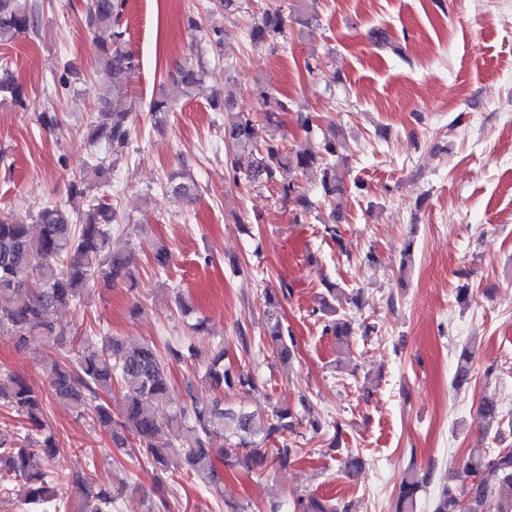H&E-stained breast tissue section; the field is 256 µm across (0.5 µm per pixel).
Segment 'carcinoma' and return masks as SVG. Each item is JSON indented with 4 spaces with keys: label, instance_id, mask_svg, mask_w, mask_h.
<instances>
[{
    "label": "carcinoma",
    "instance_id": "1",
    "mask_svg": "<svg viewBox=\"0 0 512 512\" xmlns=\"http://www.w3.org/2000/svg\"><path fill=\"white\" fill-rule=\"evenodd\" d=\"M125 0H90L87 5L90 26L109 32V40L100 48L99 66L105 71H129L138 68V60L127 48L120 17ZM39 7L33 0H0V44L6 45L35 28ZM280 10H268L250 30L258 44L275 40L283 31ZM208 62L197 58L177 71L175 83L182 96L191 98L201 91L208 77ZM0 100L23 105L24 90L8 65H0ZM234 93L225 86L224 98L213 97L212 105L224 116V145L232 149V168H245L254 182L274 184L282 196L294 204V221L307 214L313 202L297 190L293 173L322 166L320 195L331 200L346 190L336 162L339 142L324 138L321 149L292 154L279 143L258 147L254 142L252 120L233 112ZM136 109L133 100L117 92L99 111L92 125L91 138L105 143L119 156L126 147L130 127L127 119ZM112 162L94 154L85 162L78 180L71 184L72 209L58 205L39 208L34 224H19L0 215V336L18 348L26 346L34 335H63V329L50 320V313L62 307L81 304L96 284L110 286L133 281V255L114 246L112 204L90 191L110 185ZM326 293L319 296L313 314L324 317L323 331L344 343L352 335V320L345 310L333 306L341 287L324 281ZM259 340L272 348L279 360L289 363L294 357V338L279 315L277 293L268 295L264 311L263 336ZM201 352L187 339L168 341L160 346L144 341L126 346L118 336L86 335L77 338V349L65 361L48 372L50 395L68 404L77 416L91 413L96 425L106 431L117 448H128L166 474L169 462L158 440L168 429L186 445L182 476L201 481L219 498L224 488L215 469V460H224L229 468L241 467L263 474L267 468L288 466L299 452V428L318 434L321 421L305 416L308 406L299 412L278 404L266 412H257L241 403L224 406L220 400L185 403L175 398L168 370L170 365L195 360ZM221 345L207 363L205 381L213 386L243 390L253 386L250 372L241 366L224 364ZM471 380L470 354L461 353L452 379L455 390L465 389ZM120 391L119 413L113 414L106 397L112 386ZM175 405L163 417L156 404ZM0 401L15 411L25 433L0 432V493L10 494V482L21 480L26 486L23 512H46L69 508V493L79 494V512H112L119 491L95 477V471L59 475L51 469L58 452L52 433L47 431L43 399L35 389L13 373L0 375ZM483 431L501 425L503 411L493 400H485L477 410ZM224 439V447L213 446L215 438ZM272 447H267L268 443ZM343 476L354 481L363 469L360 453L348 452L340 461ZM431 472L407 470L396 487L394 512H416L423 487L431 483ZM512 512V448H500L487 455L470 458L462 467L460 484L442 486L433 500L432 512ZM296 512H349V505L332 498L298 496Z\"/></svg>",
    "mask_w": 512,
    "mask_h": 512
}]
</instances>
